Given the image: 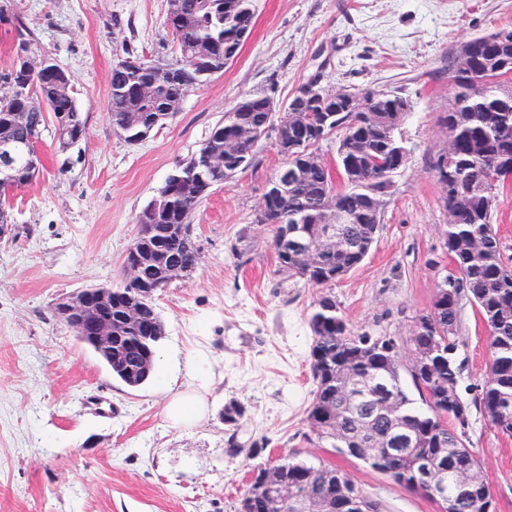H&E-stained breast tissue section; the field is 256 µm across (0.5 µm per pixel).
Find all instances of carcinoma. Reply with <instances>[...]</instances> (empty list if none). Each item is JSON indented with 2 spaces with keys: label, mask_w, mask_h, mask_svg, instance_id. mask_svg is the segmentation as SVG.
Listing matches in <instances>:
<instances>
[{
  "label": "carcinoma",
  "mask_w": 512,
  "mask_h": 512,
  "mask_svg": "<svg viewBox=\"0 0 512 512\" xmlns=\"http://www.w3.org/2000/svg\"><path fill=\"white\" fill-rule=\"evenodd\" d=\"M182 21L169 29L172 47L177 54L186 49L202 48L214 57L234 61L242 43L239 40L241 24L254 22L252 0H239V13L224 10L225 0H179ZM481 58L480 68L466 76L456 73L454 62L448 64V79L456 90L455 98L461 101L456 112L443 113L441 120L453 131L452 144L455 158L452 160L454 181L448 184V207L453 223L446 225L445 245L448 250L452 277L455 283L448 285V293L437 290L432 308L426 317L442 326L443 332L454 328L445 336V355L431 379L408 372L414 388L427 412L421 413L413 406L401 380V369H389L390 355L385 348L360 352L359 343L365 334H356L345 327L341 313H334L314 302L308 317L312 335L309 352L310 369L314 388L307 407L310 425L321 428L318 437L331 443L340 454L347 448L358 447V433L378 444L382 463L372 466L380 472L395 471L394 481L401 487L415 491L412 474V458L427 456L448 465V476L460 470H469L476 479L477 493L489 489L484 478L480 458L469 448L471 415L459 421L442 419L441 413L448 405L436 396L442 387L448 392L460 391L464 363L457 360L456 352L460 337L455 328L463 301H468L479 312L482 320L493 331L490 336L491 362L486 376L474 387L471 400L465 401L466 409L474 408L485 415L498 404L509 405V412L497 420L498 428L512 434V267L504 262L502 245L492 224L494 201L500 184L498 162L512 163V96L503 97L494 86V78L500 73L502 62H512V41L494 46L483 43L476 46ZM173 75L163 78L151 61H140L138 73H130L117 64L110 73L108 112L112 127L123 132L127 119L133 112L164 113L168 119L181 111V104L195 82L192 76L178 68ZM55 77L43 76L36 82L21 87L5 101L0 100V132L8 131L24 138L25 131L13 125V115L28 109L31 100L44 96L47 105L42 112L29 116L36 124L38 133L46 129L47 115L64 108L74 126H87V117L73 101L53 99ZM154 86L153 95L143 98L135 93L136 85ZM371 111L345 112L337 109L336 122L325 130H309L306 146L309 157L302 161L296 157L288 164H296L301 175L288 182L285 195L274 201V216L297 217L301 228L317 232L327 228L325 223L324 197L336 193V206L353 218L351 224H337L335 229L343 241L342 249L323 253L309 261L298 256L289 245L273 242L276 253V272L288 278H297L311 288H327L338 279L333 273L351 271L367 256L379 226L381 198L393 187L392 177L379 173L370 174L367 159L374 158L381 167L392 164L393 154L405 148L400 135L402 122L389 111L392 99L378 90H365ZM249 104L231 107L224 112V120L217 123L207 138L209 144L236 135L243 127L261 129L268 116L267 95H247ZM340 133L336 149L338 163L344 165V191L336 192V184L326 169V159L318 152L320 142L333 133ZM15 164L26 177V184L36 180L43 168L41 159L33 160L25 152L15 158ZM224 185V176H204V184L192 198H186L169 186H164L153 202L160 203L162 210L156 214L146 205L137 215L136 223L150 224L154 234L151 239L162 241L170 251L173 261L184 274H189L197 264V250L191 237L172 238L165 234L167 224H189L197 206L210 195L211 189ZM475 239L485 242L480 252L471 250ZM139 278L152 281L157 289L167 287L172 277L154 266L139 269ZM131 294L127 285L112 289V327L117 335L112 356L121 357L132 374L126 375L115 368L112 375L126 385L132 382L144 384L155 372L145 377L138 373L139 362L147 355H156L165 337L162 319L152 298L140 302L139 319L127 326L122 320L123 307ZM350 372L357 379L372 378L379 385L396 391L399 413L409 420L414 431L411 453L404 456L385 454L391 447V419L369 400L360 405L349 402L342 386L341 374ZM281 464L288 472L293 485L306 486L317 497L340 498V485L352 486L350 476L328 464L310 466L287 454ZM237 512H267L265 501L258 497L242 496Z\"/></svg>",
  "instance_id": "obj_1"
}]
</instances>
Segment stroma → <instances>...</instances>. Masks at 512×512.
I'll list each match as a JSON object with an SVG mask.
<instances>
[{"label": "stroma", "mask_w": 512, "mask_h": 512, "mask_svg": "<svg viewBox=\"0 0 512 512\" xmlns=\"http://www.w3.org/2000/svg\"><path fill=\"white\" fill-rule=\"evenodd\" d=\"M255 24L224 72L137 145L108 115L113 64L172 60L168 0H0V77L20 43L67 69L87 117L84 141L59 152L44 131L45 168L11 192V238L0 241V512H236L252 468L294 453L349 473L380 512H441L421 493L334 452L306 421L312 389L307 324L319 291L277 274L269 226L255 215L281 163L271 141L253 166L192 217L200 263L154 295L166 326L156 373L131 388L53 312L82 288L117 284L139 232L137 214L247 94L288 102L317 76L329 89L394 92L412 110L400 132L405 166L384 196L366 259L329 293L348 326L406 345L448 266L441 188L430 168L447 142L440 117L455 90L459 42L512 29V0H253ZM461 391L480 383L490 335L460 313ZM209 354L208 412L190 426L165 415L188 386L185 360ZM244 410L234 424L225 405ZM476 448L497 512H512V438L473 415Z\"/></svg>", "instance_id": "stroma-1"}]
</instances>
